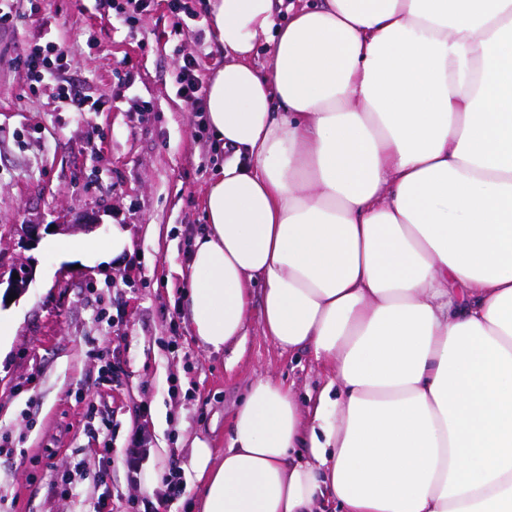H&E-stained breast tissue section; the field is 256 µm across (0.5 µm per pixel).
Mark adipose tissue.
I'll use <instances>...</instances> for the list:
<instances>
[{"instance_id": "1", "label": "adipose tissue", "mask_w": 512, "mask_h": 512, "mask_svg": "<svg viewBox=\"0 0 512 512\" xmlns=\"http://www.w3.org/2000/svg\"><path fill=\"white\" fill-rule=\"evenodd\" d=\"M208 5L194 336L220 352L255 312L328 375L312 403L255 377L224 452L194 439L197 512H512V0Z\"/></svg>"}]
</instances>
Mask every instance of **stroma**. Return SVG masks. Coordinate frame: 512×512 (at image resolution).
Masks as SVG:
<instances>
[{"label":"stroma","mask_w":512,"mask_h":512,"mask_svg":"<svg viewBox=\"0 0 512 512\" xmlns=\"http://www.w3.org/2000/svg\"><path fill=\"white\" fill-rule=\"evenodd\" d=\"M183 3L181 35L163 0L130 31L108 0H14L0 22V272L16 260L33 269L27 292L6 307L18 328L0 358V512H93L101 498L112 512H140L146 491L121 463L137 430L151 440L144 471L173 464L181 473L164 512H191V441L226 448L255 374L313 396L323 385L319 366L278 349L258 316L241 347L210 354L195 340L178 270L204 227V190L220 159L174 71L193 55L207 79L224 56L207 0ZM41 39L54 41L65 78L99 111L76 118L55 86L32 85L21 61ZM86 220L103 241L120 225L132 252L92 267L49 250L47 230L30 246L16 230ZM94 408L105 423L92 431Z\"/></svg>","instance_id":"stroma-1"}]
</instances>
